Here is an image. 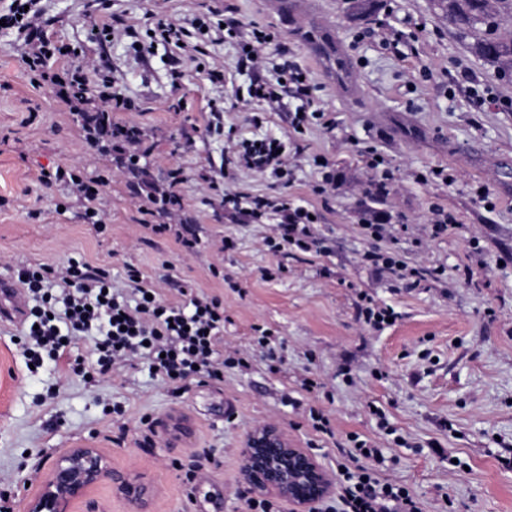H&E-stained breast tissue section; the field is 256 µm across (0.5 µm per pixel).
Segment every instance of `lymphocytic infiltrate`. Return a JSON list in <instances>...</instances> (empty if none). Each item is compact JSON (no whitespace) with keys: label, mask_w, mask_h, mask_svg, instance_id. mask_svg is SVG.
Segmentation results:
<instances>
[{"label":"lymphocytic infiltrate","mask_w":512,"mask_h":512,"mask_svg":"<svg viewBox=\"0 0 512 512\" xmlns=\"http://www.w3.org/2000/svg\"><path fill=\"white\" fill-rule=\"evenodd\" d=\"M45 10L43 0H9L0 13L6 29L25 45L22 62L33 84L51 85L70 111L81 113V136L89 148L108 142L113 156L125 166H132L134 160L147 154L143 133L138 126L125 127L111 118L112 113L132 111V101L121 98L114 79L91 68L88 62H71L60 72L52 69V61L61 59L65 44L38 33L37 25ZM197 26L207 34L236 41L241 63L259 67L270 40L264 30L256 27L244 35L236 27L209 20L198 21ZM277 72L273 81L261 76L252 80L248 88L252 100L277 112L285 97L310 98L313 86L297 64L285 61L278 65ZM281 147L276 139L248 142L233 153L228 164L235 170L268 172L284 180L289 175L288 156ZM40 179L47 184H70L89 209L88 219L94 230L105 231L95 207L99 191L109 184L108 178L87 177L80 169L67 166L60 172H42ZM180 182L179 170H172L169 190L149 195L147 202L140 204L142 226L155 235L174 234L184 251L193 253L199 240L191 227L152 221L156 210L180 203L176 191ZM221 186V180L210 179V190L220 193L222 203L246 220L276 221L279 236L265 241L271 252L287 248L308 252L317 246L316 222L307 207L295 204L284 194L225 193ZM14 278L34 301L27 312L34 324L28 332L33 346L25 351L30 364H39L47 355L63 371L105 379L112 377L118 367L142 360L178 395L188 392L192 385L217 379L225 368L250 367L248 356L224 344V302L219 296L198 294L181 285L177 288L178 299H169L132 266L126 271L127 288H117L108 270L81 258L69 259L61 266L26 265L16 270ZM93 330L99 338L89 356L72 357L64 336H86ZM383 460V450L374 440H354L338 465L337 512H424L422 502L407 486L381 477L377 465Z\"/></svg>","instance_id":"lymphocytic-infiltrate-1"}]
</instances>
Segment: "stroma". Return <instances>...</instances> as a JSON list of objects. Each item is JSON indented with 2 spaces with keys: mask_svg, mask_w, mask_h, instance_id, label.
I'll return each mask as SVG.
<instances>
[{
  "mask_svg": "<svg viewBox=\"0 0 512 512\" xmlns=\"http://www.w3.org/2000/svg\"><path fill=\"white\" fill-rule=\"evenodd\" d=\"M211 7L241 33L264 29L269 64L245 68L235 43L207 44V62L224 68L215 85L197 61L163 45L139 58L129 37L86 38L95 19L122 17L142 35L146 11L190 28ZM43 28L116 80L136 105L116 120L140 125L153 151L134 175L89 149L79 116L50 88L30 84L22 43L0 32V278L23 264L80 256L119 284L132 265L159 288L179 281L223 298L231 346L253 350L258 325L276 344L274 362L256 357L251 368L225 369L223 381L179 397L143 364L109 381L64 379L48 362L29 370L19 343L24 324L0 322V494L13 512H24L55 458L81 444L104 449L114 469L145 474L154 489L147 512H243L239 468L249 430L279 426L332 472L350 435L376 437L377 408L406 440L385 449L383 475L409 486L425 512H443L449 500L456 512H512V78L474 54L433 0H49ZM306 30L341 46L348 83L299 39ZM285 58L310 76L314 106L332 127L295 132L288 114L301 102L291 97L254 126L260 107L247 88ZM464 70L491 87L497 103L479 102L459 84ZM214 102L224 105L228 135L206 130ZM262 137L287 143L291 183L243 171L227 190H285L301 199L319 215L321 249L267 251L276 224L243 222L209 190L206 178L225 153ZM370 151L393 176L387 193L374 189L379 176L363 161ZM319 158L338 175L322 195L313 191ZM61 164L109 177L98 202L104 234L69 186L41 182L42 170ZM172 168L182 171L185 216L202 239L191 256L173 236L144 230L130 200L134 188L165 187ZM441 168L453 170L454 183L435 177ZM481 187L487 198L478 196ZM436 207L458 218L438 237L429 231ZM369 210L385 213L392 237L377 240L362 228ZM375 247L444 275L406 287L363 264ZM266 268L272 279L262 278ZM365 294L393 306L399 319L370 329L360 313ZM306 377L321 382L319 396L300 392ZM292 397L300 409L289 406ZM116 405L126 407L125 422L114 421ZM313 408L330 412L335 441H316ZM142 419L160 433L153 447L141 445Z\"/></svg>",
  "mask_w": 512,
  "mask_h": 512,
  "instance_id": "stroma-1",
  "label": "stroma"
}]
</instances>
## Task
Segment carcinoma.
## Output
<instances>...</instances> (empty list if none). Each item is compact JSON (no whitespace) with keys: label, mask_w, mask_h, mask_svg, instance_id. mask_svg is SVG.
I'll return each instance as SVG.
<instances>
[{"label":"carcinoma","mask_w":512,"mask_h":512,"mask_svg":"<svg viewBox=\"0 0 512 512\" xmlns=\"http://www.w3.org/2000/svg\"><path fill=\"white\" fill-rule=\"evenodd\" d=\"M443 14L457 23L471 49L500 71H512V41L497 37L498 28L512 23V0H435Z\"/></svg>","instance_id":"1"}]
</instances>
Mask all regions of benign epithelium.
<instances>
[{"label":"benign epithelium","mask_w":512,"mask_h":512,"mask_svg":"<svg viewBox=\"0 0 512 512\" xmlns=\"http://www.w3.org/2000/svg\"><path fill=\"white\" fill-rule=\"evenodd\" d=\"M240 479L251 493L276 495L300 512L327 498L336 483L334 474L274 424L258 425L247 433ZM106 480L132 507L139 510L148 505L152 492L144 477L113 469L102 449L87 444L70 448L56 459L39 491L27 500L25 512H69V507Z\"/></svg>","instance_id":"obj_1"}]
</instances>
